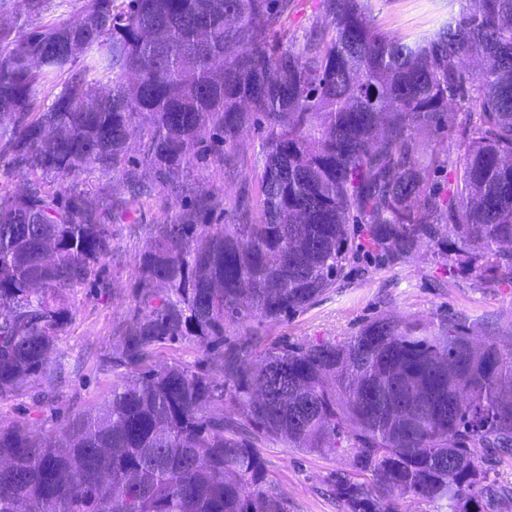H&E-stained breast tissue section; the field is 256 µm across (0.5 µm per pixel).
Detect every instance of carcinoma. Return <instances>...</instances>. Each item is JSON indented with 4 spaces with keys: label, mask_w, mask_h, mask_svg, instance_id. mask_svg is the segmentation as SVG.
<instances>
[{
    "label": "carcinoma",
    "mask_w": 512,
    "mask_h": 512,
    "mask_svg": "<svg viewBox=\"0 0 512 512\" xmlns=\"http://www.w3.org/2000/svg\"><path fill=\"white\" fill-rule=\"evenodd\" d=\"M292 2L87 0L60 26L0 30V158L13 169L176 185L252 125L261 163L257 200L242 198L224 232L156 229L109 396L56 440L24 421L0 427V512H288L245 424L351 454L353 471L332 479L346 512H397L404 496L487 512L512 498L480 456L512 448L511 350H475L451 320H382L342 342L270 347L256 368L258 339H224L229 324L277 321L335 287L362 232L388 265L422 244L442 265L465 256L477 277L512 283V0H461L426 38L381 31L367 0H322L324 23L299 37L284 24ZM440 121L448 144H421ZM445 167L447 189L429 186ZM111 253L110 211L0 188L1 397L47 368L69 295ZM186 338L220 347L222 379L146 365ZM226 399L243 420L210 411Z\"/></svg>",
    "instance_id": "cac0c4a2"
}]
</instances>
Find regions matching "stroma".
<instances>
[{
	"label": "stroma",
	"instance_id": "35a3bbf8",
	"mask_svg": "<svg viewBox=\"0 0 512 512\" xmlns=\"http://www.w3.org/2000/svg\"><path fill=\"white\" fill-rule=\"evenodd\" d=\"M85 4L86 0H43L41 12L34 14L26 0H0V28L12 29L20 22L31 29L58 24L80 15ZM369 4L381 29L418 36L435 31L459 11L457 0H369ZM237 144L235 172H227L219 155H211L207 166L187 167L180 192L156 181L135 191L122 176L97 168L77 178H46L47 188L66 196L82 194L97 211L111 209L112 256L99 270L102 287L82 286L71 293L75 314L62 329L46 372L0 398V426L28 418L42 433L51 434L64 420L90 410L111 392L120 377L112 358L121 350L137 310L135 284L154 229L178 222L206 224L212 232H220L234 222L241 191L256 188L259 139L254 129H243ZM447 317L462 323L475 347L491 342L512 345V284L484 286L468 264L446 269L423 247L395 267L364 250L335 288L293 318L249 319L227 328L226 335L231 340L260 336L268 344L338 342L376 319L430 328ZM151 360L158 367L208 366L206 348L193 340L155 346ZM260 452L289 512H343L328 483L334 474L352 471V456L291 448L277 439L263 441Z\"/></svg>",
	"mask_w": 512,
	"mask_h": 512
}]
</instances>
